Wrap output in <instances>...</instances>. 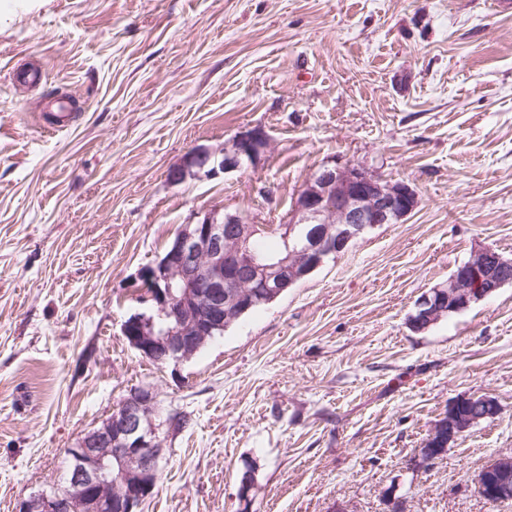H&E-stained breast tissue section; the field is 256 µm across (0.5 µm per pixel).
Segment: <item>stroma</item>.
<instances>
[{"label": "stroma", "mask_w": 512, "mask_h": 512, "mask_svg": "<svg viewBox=\"0 0 512 512\" xmlns=\"http://www.w3.org/2000/svg\"><path fill=\"white\" fill-rule=\"evenodd\" d=\"M33 61L40 88L11 66ZM54 134L34 115L56 96ZM259 128L255 164L172 180ZM418 197L191 359L122 323L140 270L214 212L287 221L321 166ZM512 258V0H9L0 9V512L64 490L68 448L128 390L192 424L141 512H512L475 489L512 452V285L417 332L477 249ZM500 412L416 468L448 405ZM251 471L250 503L239 498Z\"/></svg>", "instance_id": "35a3bbf8"}]
</instances>
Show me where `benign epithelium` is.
<instances>
[{"mask_svg":"<svg viewBox=\"0 0 512 512\" xmlns=\"http://www.w3.org/2000/svg\"><path fill=\"white\" fill-rule=\"evenodd\" d=\"M268 146L259 129L239 132L221 160L207 151L190 152L171 178L212 176L239 171L242 162H254ZM417 204L415 191L403 182H388L354 164L321 167L299 192L285 224H267L265 232L281 237L283 250L271 256L251 239L255 224L239 213H210L187 224L164 254L140 272L137 301L144 310L131 315L122 335L142 356L164 363L190 359L224 328V315H237L274 298L338 256L367 229L394 224ZM512 265L493 247H483L457 266L448 281L422 293L410 317L412 327L424 330L445 314L468 309L498 291L512 279L498 275ZM158 402L149 387L130 390L100 426L85 433L70 449L68 483L72 496L65 502L56 493L41 492L21 504V512H138L156 479L163 441L155 418ZM499 413L498 402L484 396H464L448 406L442 420L448 433L429 438L447 447L469 428ZM488 467L502 479L487 483L477 477V493L490 503L512 501V453L500 454ZM116 473L120 490L106 494L107 476Z\"/></svg>","mask_w":512,"mask_h":512,"instance_id":"obj_1","label":"benign epithelium"}]
</instances>
